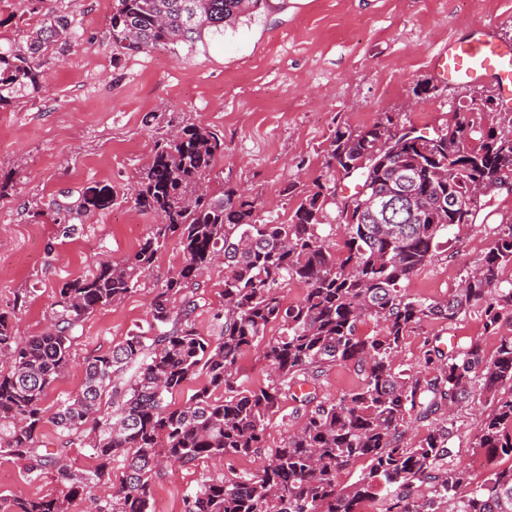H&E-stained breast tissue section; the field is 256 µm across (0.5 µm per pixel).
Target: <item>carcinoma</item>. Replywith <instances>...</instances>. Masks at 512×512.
I'll use <instances>...</instances> for the list:
<instances>
[{
    "mask_svg": "<svg viewBox=\"0 0 512 512\" xmlns=\"http://www.w3.org/2000/svg\"><path fill=\"white\" fill-rule=\"evenodd\" d=\"M264 2L115 0L112 49L192 50ZM71 36L66 16L47 8L26 48L0 46V108L39 89L43 46ZM167 126L134 189L138 208L161 218L139 248L63 283L54 323L37 336H20L9 313L0 312V453L24 462L32 481L55 470L65 487L56 496L0 498V512H69L100 482L112 484L113 493L94 500V512H152V480L163 464L258 454L284 396L304 410L302 424L259 471L205 478L186 498L185 512H358L367 499L379 500V512H439L443 502L448 512H512V465L495 464L512 461V337H502L488 357L478 341L445 353L434 336L418 369L393 366L410 330L426 318L455 321L477 309L490 333L512 322V278H502L512 271V224L445 301L403 288L431 261L443 231L475 223L480 199L464 214L456 210L474 181L512 176V138L491 132L461 160L469 126L460 121L434 135L414 126L396 130L389 115L365 129H338L327 149L329 173L279 224L234 188L202 187L224 151L223 131ZM334 171L358 180V190L338 194ZM399 191L409 209L391 224L369 202ZM115 201L109 187H91L81 208L103 211ZM329 205L342 232L337 244L321 233ZM171 240L184 261L157 284L146 325L89 362L78 395L46 416L44 397L69 366L76 328L132 293ZM218 256L227 269L224 307L213 313L218 335L204 336L193 322L198 301L185 290ZM291 284L303 295L287 304L281 290ZM368 318L382 323L383 333H361ZM274 326L279 334L267 336ZM260 345L271 380L250 388L238 381V363ZM336 365L352 366L363 382L320 400L318 380ZM202 372L206 382L183 405L167 401ZM476 392L491 411L470 447L493 462L477 483L448 461L444 424ZM424 422L425 437L410 442L409 429ZM47 423L64 437L62 447L39 444ZM74 446L88 449L91 469L74 465ZM358 463V480L340 487V475Z\"/></svg>",
    "mask_w": 512,
    "mask_h": 512,
    "instance_id": "1",
    "label": "carcinoma"
}]
</instances>
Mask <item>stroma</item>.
<instances>
[{
  "instance_id": "35a3bbf8",
  "label": "stroma",
  "mask_w": 512,
  "mask_h": 512,
  "mask_svg": "<svg viewBox=\"0 0 512 512\" xmlns=\"http://www.w3.org/2000/svg\"><path fill=\"white\" fill-rule=\"evenodd\" d=\"M113 5L51 0L74 36L44 51L37 92L0 109V169L15 178L11 195L0 199V312L24 336L45 330L65 281L134 253L150 232L156 219L136 206L133 187L169 119L223 130L211 186L247 191L259 215L277 222L325 174L336 129L359 130L388 112L427 132L466 121L477 142L491 128L512 134V111L478 108L497 94L494 84L451 87L431 64L449 40L468 37L479 23L512 42V0H268L251 20L195 50L125 56L112 52ZM41 18L30 0H0V39L24 41ZM96 185L111 186L117 203L102 213L80 210L83 193ZM503 224H512V193L504 190L484 222L441 238L432 261L405 282L407 293L447 299ZM182 262L179 247L168 243L137 290L76 329L69 367L44 398L48 411L78 393L88 359L143 324L158 278ZM224 276L217 263L198 278L194 323L207 336L217 333L212 311L224 303ZM503 335L512 336V324L489 334L476 311L453 322L429 319L410 331L394 365L410 368L434 336L448 347L480 341L490 356ZM485 408L474 397L448 424L454 465L478 481L487 471L474 467L469 443ZM264 462L258 454L166 467L152 481L153 512H184L185 497L206 477L252 472ZM62 489L55 473L29 481L23 462L0 454V496Z\"/></svg>"
}]
</instances>
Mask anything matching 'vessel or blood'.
Segmentation results:
<instances>
[{
	"mask_svg": "<svg viewBox=\"0 0 512 512\" xmlns=\"http://www.w3.org/2000/svg\"><path fill=\"white\" fill-rule=\"evenodd\" d=\"M433 66L449 84L490 82L504 102H512V43L500 40L490 29H477L472 36L449 43Z\"/></svg>",
	"mask_w": 512,
	"mask_h": 512,
	"instance_id": "vessel-or-blood-1",
	"label": "vessel or blood"
}]
</instances>
